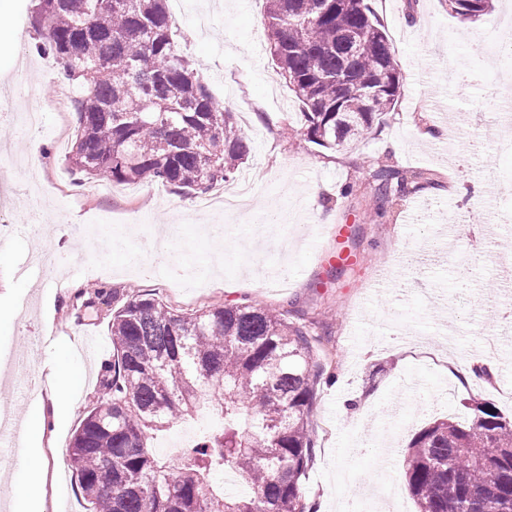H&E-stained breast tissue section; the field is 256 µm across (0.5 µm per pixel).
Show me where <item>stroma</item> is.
<instances>
[{"label": "stroma", "instance_id": "obj_1", "mask_svg": "<svg viewBox=\"0 0 512 512\" xmlns=\"http://www.w3.org/2000/svg\"><path fill=\"white\" fill-rule=\"evenodd\" d=\"M370 3L396 49L400 94L368 138L334 151L282 129L284 120H299L302 106L272 63L265 0H168L181 49L250 141L241 174L250 176L259 202L284 210L292 228L287 239L250 247L239 237L252 233L251 215L204 216L193 196L168 188L158 195L150 185L93 194L94 180L80 179L56 139L62 129L76 135L73 108L55 107L73 84L33 51L36 0H10L0 29V85L26 74L12 109L38 110L42 127L27 137L0 115V146L24 156L31 141L40 144L33 168L0 176V220L16 227L0 241L12 281L0 284V425H23L36 406L50 407L47 384L59 348L81 346L86 336L101 342L100 354H81V394L44 440L46 512H86L70 445L112 353L104 311L76 308L80 290L149 293L185 312L247 299L305 323L324 369L310 412L315 458L304 479L316 512L360 502L381 482L416 512L403 460L417 431L437 419L467 418L475 401L512 417V366H497L477 385L457 372L461 361L484 352L487 339L512 332V202L472 195L473 183L512 178V156L496 153L487 126L512 95L504 89L512 67L470 51L474 33L512 27V0H494L491 14L475 23L452 14L445 0ZM381 165L423 172L421 189L378 201L370 173ZM33 180L43 188L38 202L22 191ZM312 186L319 190L313 200ZM457 220L471 230L446 246L443 227ZM82 224H135L140 233L102 255L73 233ZM337 224L350 225L349 249L358 256L339 274L324 259ZM165 225L178 228L170 263L211 266L213 276L177 293L173 281L129 262L141 236ZM41 243L67 248L65 287L34 265ZM353 404L364 414L351 415Z\"/></svg>", "mask_w": 512, "mask_h": 512}]
</instances>
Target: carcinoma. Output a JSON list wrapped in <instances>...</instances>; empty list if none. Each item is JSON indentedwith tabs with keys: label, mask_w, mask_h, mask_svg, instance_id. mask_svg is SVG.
<instances>
[{
	"label": "carcinoma",
	"mask_w": 512,
	"mask_h": 512,
	"mask_svg": "<svg viewBox=\"0 0 512 512\" xmlns=\"http://www.w3.org/2000/svg\"><path fill=\"white\" fill-rule=\"evenodd\" d=\"M167 0H39L31 16L81 92L69 161L114 186L160 183L206 193L235 177L250 148L234 113L212 96L200 66L178 49ZM276 72L302 104L300 135L336 150L365 138L394 107L402 74L367 0H266ZM463 19L492 0H448ZM379 197L420 174L371 173ZM112 356L100 395L70 450L89 512H311L303 479L315 455L310 410L323 370L309 331L256 303L182 313L148 293L102 288ZM208 409L224 426L203 431L177 461L157 458L155 432ZM233 473L244 495L218 494ZM405 479L417 512H512V419L489 402L467 421L415 433Z\"/></svg>",
	"instance_id": "1"
}]
</instances>
